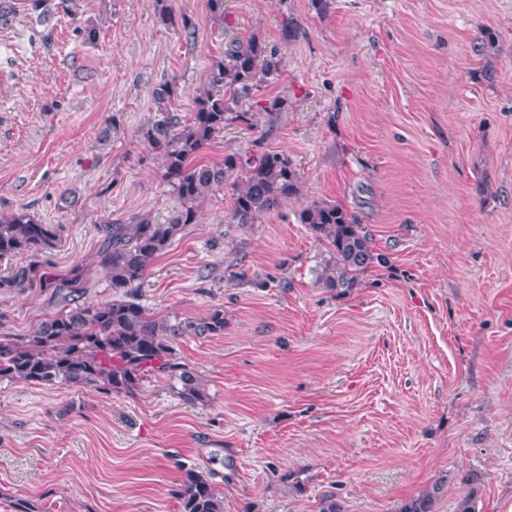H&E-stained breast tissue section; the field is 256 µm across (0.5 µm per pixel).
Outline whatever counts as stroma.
Listing matches in <instances>:
<instances>
[{
  "mask_svg": "<svg viewBox=\"0 0 512 512\" xmlns=\"http://www.w3.org/2000/svg\"><path fill=\"white\" fill-rule=\"evenodd\" d=\"M0 3V212L55 228L41 271L82 267L74 300L112 298L104 222L160 224L176 205L143 137L155 88L176 84L190 117L232 42L260 39L281 72L251 126L198 161L283 151L299 173L247 229L230 190L205 198L135 293L172 319L223 309V334L176 347L207 402L160 374L130 394L0 382V512H179L182 462L224 512L329 496L401 512L437 483L435 512H455L470 472L477 512H512V0H224L220 22L205 0H168L190 40L156 0H53L42 17ZM486 29L492 83L473 51ZM315 201L343 205L387 259L348 292L318 282L328 254L299 222ZM60 306L50 288L0 293V330L31 335Z\"/></svg>",
  "mask_w": 512,
  "mask_h": 512,
  "instance_id": "1",
  "label": "stroma"
}]
</instances>
